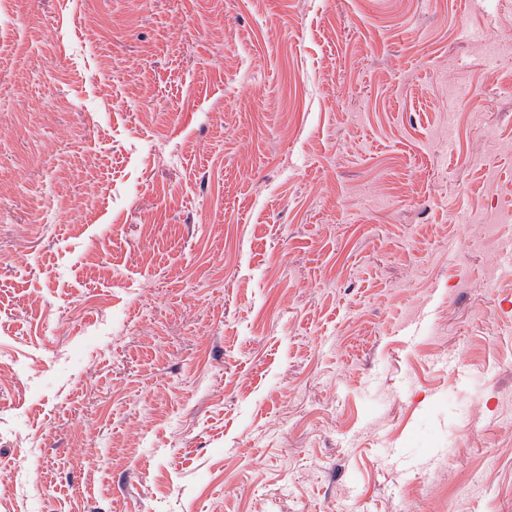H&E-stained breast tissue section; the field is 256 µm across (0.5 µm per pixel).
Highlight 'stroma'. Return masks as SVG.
Here are the masks:
<instances>
[{"instance_id":"1","label":"stroma","mask_w":512,"mask_h":512,"mask_svg":"<svg viewBox=\"0 0 512 512\" xmlns=\"http://www.w3.org/2000/svg\"><path fill=\"white\" fill-rule=\"evenodd\" d=\"M512 0H13L0 512H512Z\"/></svg>"}]
</instances>
